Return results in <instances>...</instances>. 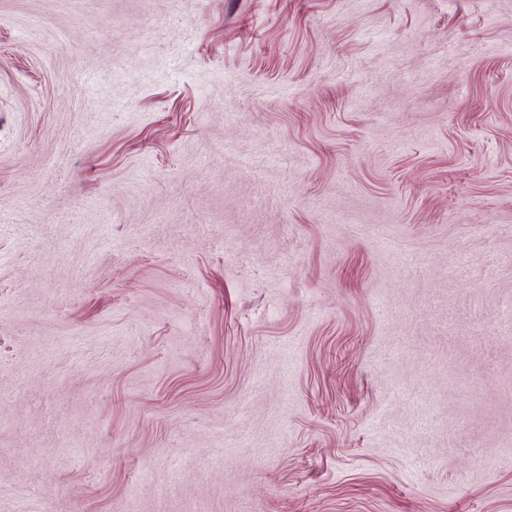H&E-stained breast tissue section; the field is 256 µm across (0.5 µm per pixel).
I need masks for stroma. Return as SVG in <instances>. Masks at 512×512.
Wrapping results in <instances>:
<instances>
[{
    "label": "stroma",
    "mask_w": 512,
    "mask_h": 512,
    "mask_svg": "<svg viewBox=\"0 0 512 512\" xmlns=\"http://www.w3.org/2000/svg\"><path fill=\"white\" fill-rule=\"evenodd\" d=\"M0 512H512V0H0Z\"/></svg>",
    "instance_id": "stroma-1"
}]
</instances>
